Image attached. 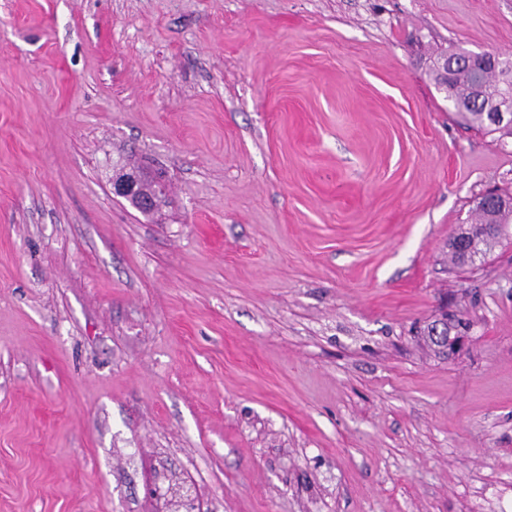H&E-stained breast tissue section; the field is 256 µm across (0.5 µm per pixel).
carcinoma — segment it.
I'll list each match as a JSON object with an SVG mask.
<instances>
[{
  "instance_id": "obj_1",
  "label": "carcinoma",
  "mask_w": 512,
  "mask_h": 512,
  "mask_svg": "<svg viewBox=\"0 0 512 512\" xmlns=\"http://www.w3.org/2000/svg\"><path fill=\"white\" fill-rule=\"evenodd\" d=\"M476 84L479 85L481 105L470 108L467 103ZM448 97L453 101L458 114L471 126L486 135H495L501 141L512 138V120L492 123L489 120V113L485 112L487 106L492 108L507 98L512 99V83H505L499 71L493 68L474 71L466 66L458 68L448 87ZM475 214V223L491 225L494 231L491 234H476L468 238L465 241V248L475 254L485 255L500 244L502 238L509 236V228L512 227V207L485 208L478 202Z\"/></svg>"
}]
</instances>
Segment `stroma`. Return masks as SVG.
<instances>
[{
  "label": "stroma",
  "instance_id": "1",
  "mask_svg": "<svg viewBox=\"0 0 512 512\" xmlns=\"http://www.w3.org/2000/svg\"><path fill=\"white\" fill-rule=\"evenodd\" d=\"M459 51L512 0H0V512L512 503V242L448 261L512 141ZM475 84L479 85L478 101L481 105L473 108L467 107ZM448 97L454 103L457 113L461 115L471 126L477 128L486 135H497V140L512 138V120L504 123H492L489 120V112L491 119L498 121L505 119L512 112L511 106L499 105L495 109L485 111L486 105L492 108L502 103L506 98L512 101V81L506 84L499 71L493 68H485L480 71H474L466 65L459 67L456 75L447 89ZM464 108L465 110H462ZM150 178L156 186V194L145 197L141 194V186L146 178ZM166 179L158 174L147 176L138 169L126 168L112 176V193L118 197L134 202L138 207L151 211H159L163 206ZM439 322L436 323V329L433 332V325L431 327L427 328V336H425L426 341L435 348L438 349L439 352L446 354V355H458L465 344L466 336H450L449 333L446 332L448 329V315L445 314L444 317L438 319ZM433 332V335H432ZM448 335V336H447ZM435 340H438L440 343L444 342L445 347L443 348L447 353L439 349V343Z\"/></svg>",
  "mask_w": 512,
  "mask_h": 512
}]
</instances>
